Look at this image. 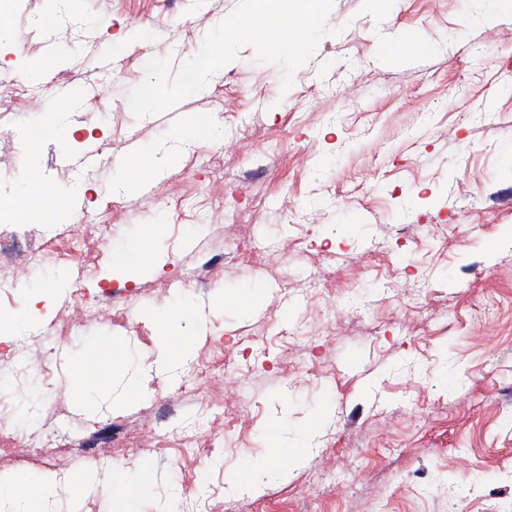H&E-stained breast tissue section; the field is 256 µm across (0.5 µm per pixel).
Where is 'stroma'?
I'll use <instances>...</instances> for the list:
<instances>
[{
  "label": "stroma",
  "mask_w": 512,
  "mask_h": 512,
  "mask_svg": "<svg viewBox=\"0 0 512 512\" xmlns=\"http://www.w3.org/2000/svg\"><path fill=\"white\" fill-rule=\"evenodd\" d=\"M236 5L68 0L51 28L53 0L0 6V197L36 168L82 200L57 224L0 214V313L49 302L0 331V483L52 480L53 512H115L120 472L146 478L134 512H502L512 7L333 0L289 90L246 46L180 111L135 118L147 62L180 67ZM404 33L428 53L387 63L379 44ZM200 112L221 135L176 146ZM90 148L96 166L59 160ZM157 151L162 174L124 184L126 158ZM153 224L155 267L115 269ZM176 310L164 337L156 317ZM111 340L128 353L111 391L76 398L72 364ZM275 448L287 458L259 474Z\"/></svg>",
  "instance_id": "obj_1"
}]
</instances>
